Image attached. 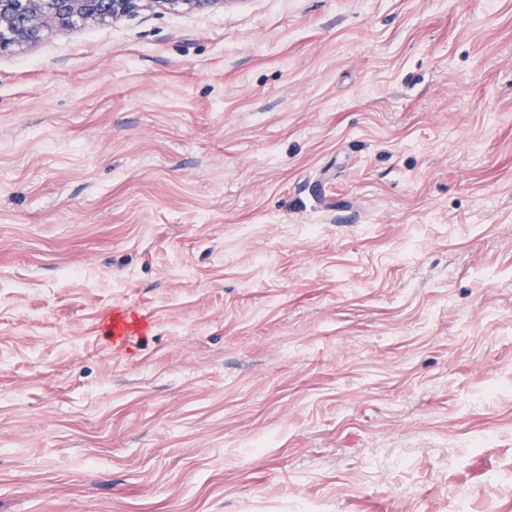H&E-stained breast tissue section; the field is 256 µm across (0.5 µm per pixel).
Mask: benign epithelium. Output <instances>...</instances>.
I'll list each match as a JSON object with an SVG mask.
<instances>
[{"instance_id": "benign-epithelium-1", "label": "benign epithelium", "mask_w": 512, "mask_h": 512, "mask_svg": "<svg viewBox=\"0 0 512 512\" xmlns=\"http://www.w3.org/2000/svg\"><path fill=\"white\" fill-rule=\"evenodd\" d=\"M23 10L16 9L17 0H0V53L14 46L37 42L48 27H64L74 20L95 22L106 18L117 20L140 0H22ZM158 5L176 9L201 8L218 0H153Z\"/></svg>"}]
</instances>
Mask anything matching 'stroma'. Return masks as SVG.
I'll use <instances>...</instances> for the list:
<instances>
[{"label": "stroma", "mask_w": 512, "mask_h": 512, "mask_svg": "<svg viewBox=\"0 0 512 512\" xmlns=\"http://www.w3.org/2000/svg\"><path fill=\"white\" fill-rule=\"evenodd\" d=\"M488 499L512 0H144L0 54V512Z\"/></svg>", "instance_id": "obj_1"}]
</instances>
